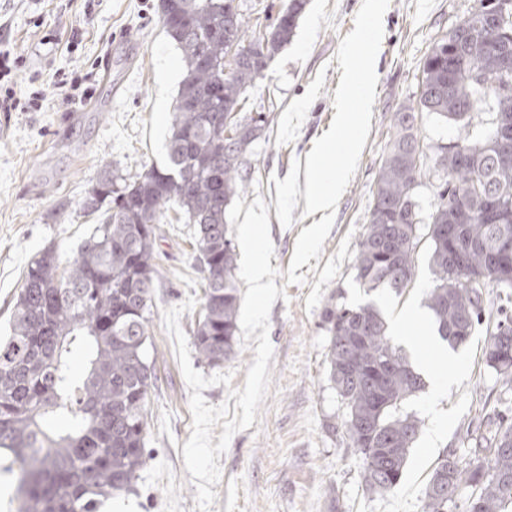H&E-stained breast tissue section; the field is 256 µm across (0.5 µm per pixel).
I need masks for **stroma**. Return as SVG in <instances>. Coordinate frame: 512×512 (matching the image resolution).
I'll return each mask as SVG.
<instances>
[{
    "label": "stroma",
    "mask_w": 512,
    "mask_h": 512,
    "mask_svg": "<svg viewBox=\"0 0 512 512\" xmlns=\"http://www.w3.org/2000/svg\"><path fill=\"white\" fill-rule=\"evenodd\" d=\"M362 0H309L291 41L271 59L239 111L264 113L262 136L240 170L246 190L226 214L229 237L255 197L268 206L279 271L269 316L274 355L268 393L251 427L237 432L217 463L220 483L209 512H421L426 483L444 451L461 447L467 429L502 407L504 391L483 355L485 331L459 347L464 377L441 399L421 390L403 412L420 422L405 476L391 493L368 495L363 459L343 428V406L328 380V337L321 324L334 294L356 307L381 304L394 317L407 304L424 303L433 286L428 267V216L446 175L437 160L464 135L492 127L491 101L471 112L468 128L425 112L416 134L423 173L413 190L419 244L415 273L402 293L366 291L356 281L355 258L373 203L380 165L395 132L396 113L416 107L426 55L477 8L478 0H390L376 60L378 84L371 128L358 169L335 209L319 258L300 267L305 280L288 284L296 239L322 219L305 215L306 158L329 130L342 71L340 41L354 28ZM0 53L12 72L0 85L18 97L37 93L41 106L0 111V336L9 331L14 299L29 260L47 246L75 255L99 215L82 204L89 189L112 174L133 176L162 165L182 78L179 50L166 38L158 0H0ZM78 78L89 99L73 102L57 89L58 75ZM155 279L149 359L156 373L150 392L148 458L131 492L114 493L107 512H194L196 488L184 466L191 435L190 391L163 324L165 309L202 297L203 277L193 225L166 211L155 244ZM257 340L236 339L234 352L211 366L192 357L204 376L231 373L230 385H212L203 396L223 403L243 388Z\"/></svg>",
    "instance_id": "1"
}]
</instances>
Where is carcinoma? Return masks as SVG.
Returning <instances> with one entry per match:
<instances>
[{
	"mask_svg": "<svg viewBox=\"0 0 512 512\" xmlns=\"http://www.w3.org/2000/svg\"><path fill=\"white\" fill-rule=\"evenodd\" d=\"M226 0H160L164 31L180 51L179 84L167 163L133 177L98 182L84 210L101 213L76 256L62 259L47 246L30 260L15 297L10 333L0 337V449L3 470L15 475V512H98L102 499L133 489L146 463V409L154 385L147 356L152 308L154 246L164 209L173 203L196 227L205 280L204 316L194 333L200 358L224 362L234 352L239 293L233 282L236 253L225 214L244 192L240 175L249 146L264 132L258 112L236 118L241 101L265 66L244 57L226 61L230 47H259L265 60L288 44L307 0H288L262 37L249 38L239 11ZM463 21L469 35L449 52L443 39L422 67L418 111L454 123L486 97L494 112H511L496 81H512V46L480 25L481 13ZM230 117L224 122V117ZM415 111L396 114V133L381 164L377 188L356 256L357 279L369 291L399 293L398 277H412L417 213L412 200L420 160ZM498 130L464 138L437 163L445 189L429 214V266L434 288L426 305L443 340L456 330L471 334L483 324V288L498 283L491 252L497 237H512V148L497 143ZM453 229L464 263L452 267L445 230ZM322 323L329 342V380L345 410L344 428L364 462L363 485L384 496L402 480L419 421L402 405L424 388L421 375L391 344L380 312L371 304L349 307L335 299ZM512 344V295L486 323L484 356L503 386L512 387V361L496 364L498 338ZM81 350L86 367L72 372L69 355ZM68 426L59 429L58 419ZM512 417L493 413L467 434L472 448H450L430 474L421 512H509L512 507Z\"/></svg>",
	"mask_w": 512,
	"mask_h": 512,
	"instance_id": "1",
	"label": "carcinoma"
}]
</instances>
